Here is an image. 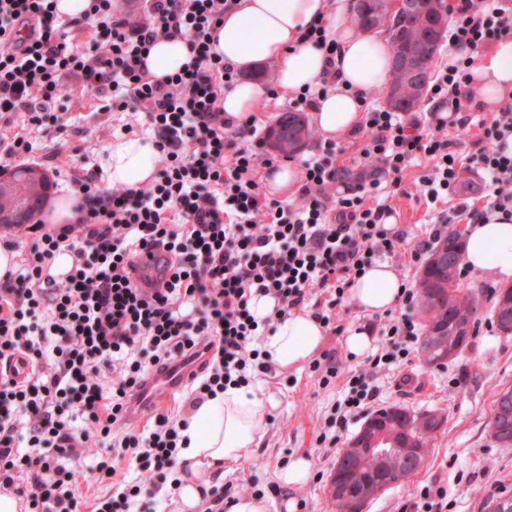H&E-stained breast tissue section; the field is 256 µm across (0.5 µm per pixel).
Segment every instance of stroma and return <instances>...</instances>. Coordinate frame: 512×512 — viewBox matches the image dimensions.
Segmentation results:
<instances>
[{
  "label": "stroma",
  "instance_id": "1",
  "mask_svg": "<svg viewBox=\"0 0 512 512\" xmlns=\"http://www.w3.org/2000/svg\"><path fill=\"white\" fill-rule=\"evenodd\" d=\"M70 111L75 120L72 138L92 145L87 166L98 169L115 133L122 124L132 122L133 115L103 114L86 100L72 104ZM30 141L33 149L25 156L26 164L49 174L52 196L72 193L70 157L53 156L52 144L41 131H31ZM421 173V168H413L403 182L402 194L392 202L393 223L405 230L414 244L426 240L427 224L433 215L430 203L418 190ZM458 283L478 301L474 333L465 349L444 366L427 365L415 355L410 361L374 375L386 406L416 413L438 410L445 414L446 422L431 442L420 470L369 500L364 512H399L402 502L432 480L447 488L453 502L451 512H482L489 498L512 496V447H499L489 430L497 393L504 386H512V335H502L492 326L496 298L492 276L471 271L459 277ZM335 316L345 332L340 336L327 334L326 348L336 350L343 368H366V356L356 357L349 352L345 333L352 329L363 331L372 346H379L380 314L361 311L347 299L336 308ZM251 382L276 392L279 404L270 412L253 463L245 469L225 472V480L252 482L263 491H274L279 512H335L327 482L317 480L316 475L331 472L339 451L319 447L317 437L325 417L343 396V379L322 386L305 365L274 375L258 370ZM297 455L311 460L314 477L300 487L281 485L280 469Z\"/></svg>",
  "mask_w": 512,
  "mask_h": 512
}]
</instances>
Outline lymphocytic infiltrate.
Returning a JSON list of instances; mask_svg holds the SVG:
<instances>
[{
  "label": "lymphocytic infiltrate",
  "instance_id": "obj_1",
  "mask_svg": "<svg viewBox=\"0 0 512 512\" xmlns=\"http://www.w3.org/2000/svg\"><path fill=\"white\" fill-rule=\"evenodd\" d=\"M144 11L120 0H92L83 16L60 17L55 0H0V164L29 152L27 133L58 134L54 154L77 165L76 223L45 230L17 270L0 280V363L23 355L32 369L0 377V492L27 512H156L172 499L185 415L154 416L136 431L131 404L151 371L186 365L204 351L185 407L231 385L254 368L272 370L257 347L277 318L304 310L315 290L341 304L376 258L422 263L429 243L449 225L480 223L488 213L512 216V99L491 118L474 113L470 88L476 54L512 36V17L493 0H456L450 13L451 59L429 77L425 115L365 107L348 133L359 144L349 165L328 142L302 159L295 198L267 196L258 167L273 166L250 136L254 123L224 115V89L236 73L211 44L232 0H145ZM89 31L79 46L71 33ZM183 39L191 61L156 76L147 65L161 39ZM71 77L62 87L61 77ZM99 91V110L143 115L157 149L156 172L135 189L104 187L85 168L86 145H69L71 101ZM477 129L470 142L462 132ZM425 161L419 178L430 202L450 200L431 222L428 240L410 245L390 222L404 173ZM488 176V202L460 196L465 173ZM74 257L63 279L49 272L57 252ZM160 252L154 271L138 268L142 253ZM270 298L273 315L257 318L253 301ZM385 343L370 370L411 355L419 330L409 316L388 320ZM370 371L346 376L342 404L324 420L321 444L335 447L355 419L377 405ZM85 427L75 430L76 420ZM91 457L111 493L86 500L72 490L65 462ZM134 462L142 478L126 481L113 463Z\"/></svg>",
  "mask_w": 512,
  "mask_h": 512
}]
</instances>
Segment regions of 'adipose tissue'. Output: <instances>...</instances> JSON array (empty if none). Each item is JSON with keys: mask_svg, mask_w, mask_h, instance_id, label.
Instances as JSON below:
<instances>
[{"mask_svg": "<svg viewBox=\"0 0 512 512\" xmlns=\"http://www.w3.org/2000/svg\"><path fill=\"white\" fill-rule=\"evenodd\" d=\"M347 14L346 0H238L218 25L213 49L239 71L275 64L278 91L296 95L319 86L326 67L322 51L302 42L300 33L316 17L329 18L330 30L342 47L336 57L339 87L319 101L313 122L321 135L338 139L359 122L362 94L385 90L392 81V46L387 33L356 29L348 23ZM189 56L184 40H160L151 50L149 69L158 76L179 72ZM471 72L476 103L499 104L512 93V38L501 39L476 55ZM268 95L260 83L237 82L224 92V111L227 116L245 118ZM156 157L152 141L138 136L116 139L101 161L103 177L115 186L141 187L153 176ZM464 263L474 272L490 273L497 281L512 280V222L492 214L482 223L469 225ZM401 291V280L392 266L377 263L356 280L349 294L355 306L373 314L393 308ZM324 341L322 324L310 313L299 312L278 323L264 348L279 368L288 371L310 361ZM278 402L274 392L232 385L193 411L179 453L191 473L178 486L175 512H195L201 499L198 475H218L251 464L267 413Z\"/></svg>", "mask_w": 512, "mask_h": 512, "instance_id": "1", "label": "adipose tissue"}]
</instances>
